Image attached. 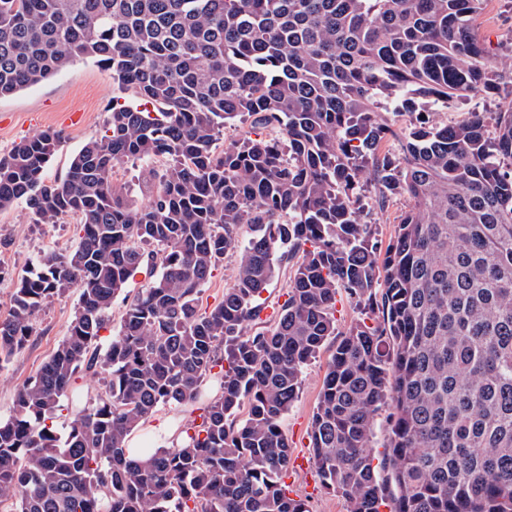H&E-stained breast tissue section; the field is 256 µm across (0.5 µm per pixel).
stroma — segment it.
I'll return each instance as SVG.
<instances>
[{
  "label": "stroma",
  "instance_id": "obj_1",
  "mask_svg": "<svg viewBox=\"0 0 512 512\" xmlns=\"http://www.w3.org/2000/svg\"><path fill=\"white\" fill-rule=\"evenodd\" d=\"M474 28L478 39L498 61L503 91L484 100L470 94L459 96L445 104L417 98V105L434 113L436 121H462L478 103L491 112L512 104V0H486ZM118 98L129 101L133 95L118 89L110 71L90 60L76 61L47 81L0 98V154L42 131H61L64 139L47 168L46 180L51 183L63 179L81 146L102 132L112 102ZM79 231V220L73 216L56 224H39L21 207L0 210V320L8 316L17 279L35 266L43 254L72 250L79 240ZM79 294V289L73 288L44 303L32 319L26 344L0 365L1 418L10 415L18 388L36 375L66 336ZM354 317L346 297H339L337 333L327 339L317 358L306 368L299 398L283 421L293 458L305 461L304 466L295 467L292 487L299 495L308 497L311 512H347L342 497L317 487L309 463V429L326 364L336 350L337 335L348 328ZM198 415L194 403L159 406L129 441L139 448L148 447L156 440L176 436Z\"/></svg>",
  "mask_w": 512,
  "mask_h": 512
}]
</instances>
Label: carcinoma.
I'll use <instances>...</instances> for the list:
<instances>
[{
	"label": "carcinoma",
	"mask_w": 512,
	"mask_h": 512,
	"mask_svg": "<svg viewBox=\"0 0 512 512\" xmlns=\"http://www.w3.org/2000/svg\"><path fill=\"white\" fill-rule=\"evenodd\" d=\"M484 2L0 0V97L91 59L156 107L112 104L54 183L60 132L0 156V210L76 215L82 231L18 280L0 321L1 364L47 299L80 291L68 334L0 419V499L17 512H311L286 482L283 420L343 295L359 317L310 423L319 488L348 512H512V105L455 124L414 108L416 94L498 92L472 26ZM394 100L414 121L398 156L381 151ZM135 160L155 186L142 208L115 178ZM391 196L408 206L384 246L364 212ZM232 250L234 282L203 311ZM284 262L287 299L263 319ZM145 267L161 272L101 349L114 298ZM79 373L103 387L63 439L54 419ZM211 377L200 422L131 455L159 406L197 401Z\"/></svg>",
	"instance_id": "carcinoma-1"
}]
</instances>
